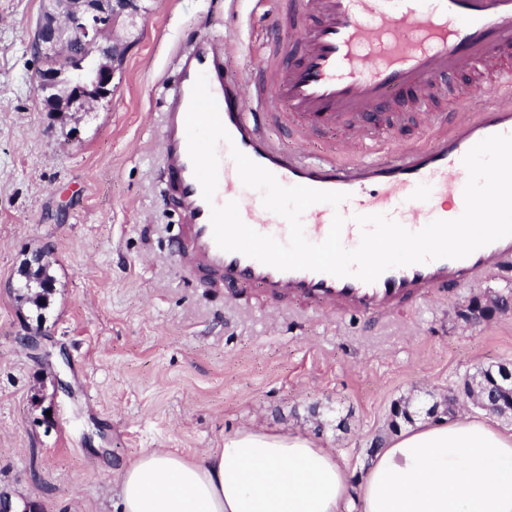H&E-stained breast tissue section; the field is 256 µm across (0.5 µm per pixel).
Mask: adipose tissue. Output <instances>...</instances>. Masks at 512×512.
Returning <instances> with one entry per match:
<instances>
[{
  "instance_id": "adipose-tissue-1",
  "label": "adipose tissue",
  "mask_w": 512,
  "mask_h": 512,
  "mask_svg": "<svg viewBox=\"0 0 512 512\" xmlns=\"http://www.w3.org/2000/svg\"><path fill=\"white\" fill-rule=\"evenodd\" d=\"M119 477L120 512H512V433L466 413L410 427L355 484L313 437L251 428L198 458L143 450Z\"/></svg>"
}]
</instances>
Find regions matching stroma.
<instances>
[{
  "label": "stroma",
  "mask_w": 512,
  "mask_h": 512,
  "mask_svg": "<svg viewBox=\"0 0 512 512\" xmlns=\"http://www.w3.org/2000/svg\"><path fill=\"white\" fill-rule=\"evenodd\" d=\"M43 5L0 0V492L41 512H116L122 462L146 448L198 457L251 426L306 432L357 478L395 402L425 411L478 368L512 364V311L463 316L512 295V272L387 317L324 316L230 297L171 260L159 82L202 35H241L224 63L257 73L256 45L292 38L288 0H141L135 26L112 33L127 51L111 95L65 121L35 85ZM43 245L56 282L39 314L16 285ZM27 328L52 361L21 344ZM511 308L508 299L487 296L485 302L473 301L467 306L463 316L470 323L477 324L493 318L496 313L505 312Z\"/></svg>",
  "instance_id": "stroma-1"
}]
</instances>
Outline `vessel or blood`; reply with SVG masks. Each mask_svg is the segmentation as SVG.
I'll list each match as a JSON object with an SVG mask.
<instances>
[{
  "label": "vessel or blood",
  "instance_id": "obj_1",
  "mask_svg": "<svg viewBox=\"0 0 512 512\" xmlns=\"http://www.w3.org/2000/svg\"><path fill=\"white\" fill-rule=\"evenodd\" d=\"M288 24L294 42L268 44L263 72L251 78L225 70L224 43L217 38L201 37L175 53L159 139L167 191L182 217L175 253L183 268L198 283L254 289L277 305L371 316L425 303L512 264V236L462 259L388 269L372 283L282 271L218 247L211 207L230 201L256 232L282 243L289 238L283 218L262 202L243 201L230 147L284 186L347 193L339 207L310 206L302 222L306 238L318 243L334 215H342L341 240L355 244L359 215L383 214L411 231L459 217L468 179L464 155L486 137L512 135V0H290ZM460 71L489 85L488 108L465 109L460 90L449 86ZM202 73L231 137L217 146L218 185L210 203L194 176L186 136L192 86ZM412 89L450 103L445 112L420 110L429 135L422 147L382 136L377 120ZM273 126L288 128L294 149L271 141Z\"/></svg>",
  "mask_w": 512,
  "mask_h": 512
}]
</instances>
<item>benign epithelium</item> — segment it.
<instances>
[{"mask_svg": "<svg viewBox=\"0 0 512 512\" xmlns=\"http://www.w3.org/2000/svg\"><path fill=\"white\" fill-rule=\"evenodd\" d=\"M138 11L136 0H49L48 15L36 27L32 41L38 57L54 55L64 60L59 69L38 81L39 91H55V111L88 112L94 102L111 94L112 79L126 49L114 41L112 53L104 52L100 32L114 27L117 15L125 12L131 16ZM511 307L504 298L488 296L483 303H470L464 317L477 324ZM493 382L512 395V367L500 366ZM468 403L499 417L512 412V402L501 403L487 387L477 392L475 384L467 379L448 390L443 401L432 405L427 414L452 415Z\"/></svg>", "mask_w": 512, "mask_h": 512, "instance_id": "benign-epithelium-1", "label": "benign epithelium"}]
</instances>
